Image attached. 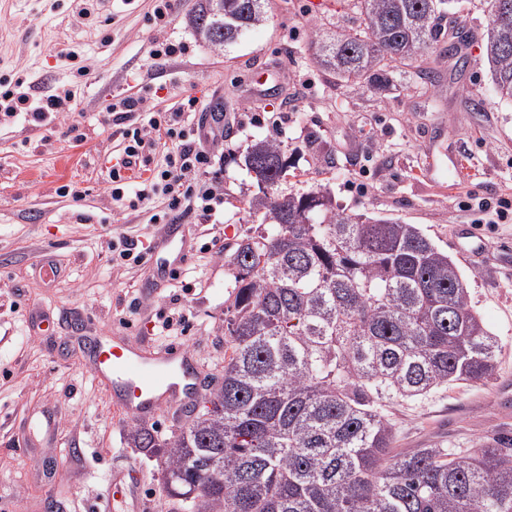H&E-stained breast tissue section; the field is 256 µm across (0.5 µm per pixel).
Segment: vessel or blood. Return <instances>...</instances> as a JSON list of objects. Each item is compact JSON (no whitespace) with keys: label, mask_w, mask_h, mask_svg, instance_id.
<instances>
[{"label":"vessel or blood","mask_w":512,"mask_h":512,"mask_svg":"<svg viewBox=\"0 0 512 512\" xmlns=\"http://www.w3.org/2000/svg\"><path fill=\"white\" fill-rule=\"evenodd\" d=\"M180 233V225H167L153 244L146 256L149 278L170 273V255L182 252ZM85 346L92 371L111 385L115 407L126 418L143 420L164 408L188 405L200 391L201 369L180 347L160 351L120 335L108 341L89 339Z\"/></svg>","instance_id":"b4317fda"}]
</instances>
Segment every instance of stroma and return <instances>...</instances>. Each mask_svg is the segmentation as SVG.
I'll use <instances>...</instances> for the list:
<instances>
[{
    "mask_svg": "<svg viewBox=\"0 0 512 512\" xmlns=\"http://www.w3.org/2000/svg\"><path fill=\"white\" fill-rule=\"evenodd\" d=\"M154 0H112L91 18L80 0H0V78L25 75L36 89L75 86L77 110L48 125L0 124V512H99L110 484L113 512H168L160 460L130 447V420L112 408L108 387L71 343L75 328L101 336H144L155 349L182 347L203 368L206 388L224 370V319L232 279L224 252L258 224L241 199L257 191L243 156L254 141L281 142L290 167L284 192L329 187L336 208L416 225L456 263L473 309L499 342L487 383H461L386 413L398 449L436 445L455 453L476 441L512 437V102L495 94L484 53L482 0H451L454 21L471 35L465 53L419 52L377 93L337 83L317 64L323 39L359 24L354 0H269L266 21L226 50L202 43L187 19L197 0H174L172 21L150 23ZM170 39L182 51L149 52ZM75 59H68V52ZM276 70L257 85L255 69ZM432 69L428 85L421 70ZM143 87L155 108L192 95L202 112L224 108V162L215 168L223 204L209 221L187 224V261L158 287L144 268L115 260L109 242L127 236L146 247L165 227L163 208L113 213L107 170L122 147L102 122L113 96ZM87 134L73 145L69 124ZM64 184L80 198L57 193ZM482 244L467 259L461 234ZM53 263L58 276L40 274ZM185 320L160 335L174 310ZM57 417V443L39 458L23 451L39 410Z\"/></svg>",
    "mask_w": 512,
    "mask_h": 512,
    "instance_id": "stroma-1",
    "label": "stroma"
}]
</instances>
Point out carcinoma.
Instances as JSON below:
<instances>
[{
	"mask_svg": "<svg viewBox=\"0 0 512 512\" xmlns=\"http://www.w3.org/2000/svg\"><path fill=\"white\" fill-rule=\"evenodd\" d=\"M267 0H198L188 23L216 50L266 19ZM362 28L336 34L318 63L341 82L386 87L443 39L446 0H357ZM485 51L512 100V0H487ZM262 215L227 256L221 385L207 411L161 439L130 444L161 459L182 512H512V439L395 448L384 413L460 382H488L499 346L459 269L418 227L349 214L327 186L284 193L288 156L275 139L248 149Z\"/></svg>",
	"mask_w": 512,
	"mask_h": 512,
	"instance_id": "obj_1",
	"label": "carcinoma"
}]
</instances>
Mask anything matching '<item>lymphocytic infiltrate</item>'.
I'll list each match as a JSON object with an SVG mask.
<instances>
[{"label":"lymphocytic infiltrate","mask_w":512,"mask_h":512,"mask_svg":"<svg viewBox=\"0 0 512 512\" xmlns=\"http://www.w3.org/2000/svg\"><path fill=\"white\" fill-rule=\"evenodd\" d=\"M24 79L0 80V119L18 115L40 123L73 111L74 89L55 87L38 95L24 93ZM140 97L125 96L107 108V120L122 126L124 146L109 169L112 207L123 212L159 200L163 214L153 222L172 224L195 215L206 218L221 201L217 181L209 176L214 155L200 149L206 138L198 119L199 100L188 95L164 111L144 108Z\"/></svg>","instance_id":"obj_1"}]
</instances>
